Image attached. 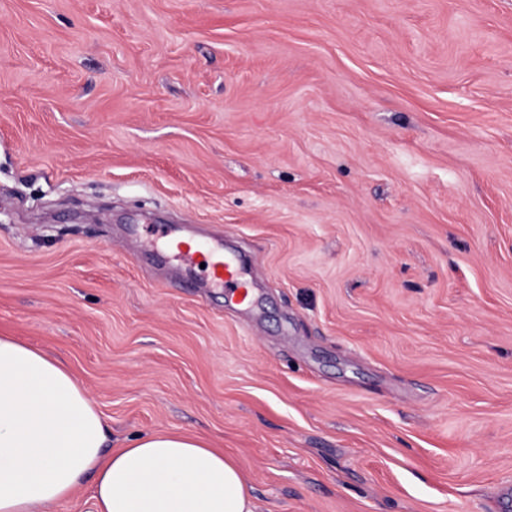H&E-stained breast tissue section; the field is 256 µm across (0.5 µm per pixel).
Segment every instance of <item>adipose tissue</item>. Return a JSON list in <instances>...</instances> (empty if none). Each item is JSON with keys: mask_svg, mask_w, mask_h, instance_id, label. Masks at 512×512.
I'll return each mask as SVG.
<instances>
[{"mask_svg": "<svg viewBox=\"0 0 512 512\" xmlns=\"http://www.w3.org/2000/svg\"><path fill=\"white\" fill-rule=\"evenodd\" d=\"M108 427L45 352L0 336V512H47L95 478L94 512H257L234 459L176 431L105 452Z\"/></svg>", "mask_w": 512, "mask_h": 512, "instance_id": "adipose-tissue-1", "label": "adipose tissue"}]
</instances>
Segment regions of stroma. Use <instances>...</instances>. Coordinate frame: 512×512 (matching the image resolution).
<instances>
[{"label": "stroma", "instance_id": "obj_1", "mask_svg": "<svg viewBox=\"0 0 512 512\" xmlns=\"http://www.w3.org/2000/svg\"><path fill=\"white\" fill-rule=\"evenodd\" d=\"M0 335L260 512H503L512 0H0ZM168 245L172 251L181 256L186 264L192 265L197 256L203 257L209 280L221 288H226L237 294L241 303H248L251 297L249 282L242 276L238 266L224 259L219 253L206 252L196 241H187L169 237Z\"/></svg>", "mask_w": 512, "mask_h": 512}]
</instances>
